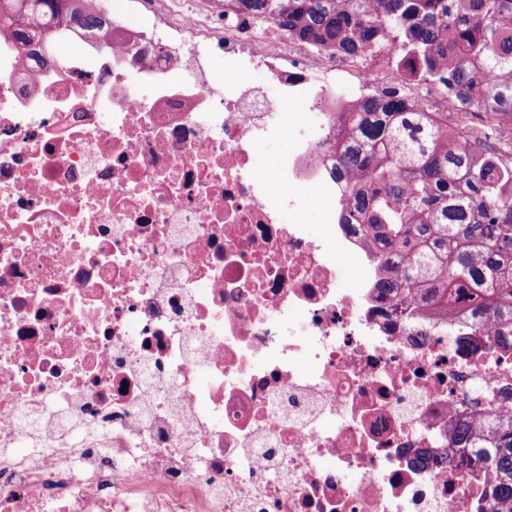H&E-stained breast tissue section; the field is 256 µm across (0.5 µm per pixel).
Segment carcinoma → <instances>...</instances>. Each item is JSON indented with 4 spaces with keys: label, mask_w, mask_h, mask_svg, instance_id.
Segmentation results:
<instances>
[{
    "label": "carcinoma",
    "mask_w": 512,
    "mask_h": 512,
    "mask_svg": "<svg viewBox=\"0 0 512 512\" xmlns=\"http://www.w3.org/2000/svg\"><path fill=\"white\" fill-rule=\"evenodd\" d=\"M311 47L366 58L395 44L397 83L338 112L342 223L366 235L382 264L378 295L448 321L471 306L473 331L512 318V159L493 128L451 126L409 94L434 86L448 104L512 126V0H239ZM106 34L100 0H0V31L23 46L70 28ZM487 473L489 512H512V414L464 418L451 433Z\"/></svg>",
    "instance_id": "obj_1"
}]
</instances>
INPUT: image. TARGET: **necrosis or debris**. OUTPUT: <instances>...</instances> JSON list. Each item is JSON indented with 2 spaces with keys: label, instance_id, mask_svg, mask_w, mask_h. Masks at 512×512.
Instances as JSON below:
<instances>
[{
  "label": "necrosis or debris",
  "instance_id": "1",
  "mask_svg": "<svg viewBox=\"0 0 512 512\" xmlns=\"http://www.w3.org/2000/svg\"><path fill=\"white\" fill-rule=\"evenodd\" d=\"M155 3L47 66L0 40V512H484L449 436L512 409V321L395 313L340 221L332 117L392 54Z\"/></svg>",
  "mask_w": 512,
  "mask_h": 512
}]
</instances>
